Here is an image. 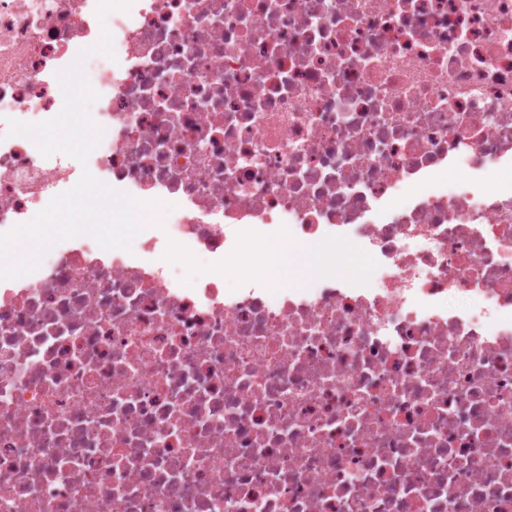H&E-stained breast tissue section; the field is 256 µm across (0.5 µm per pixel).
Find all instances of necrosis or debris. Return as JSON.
<instances>
[{"label":"necrosis or debris","instance_id":"obj_1","mask_svg":"<svg viewBox=\"0 0 512 512\" xmlns=\"http://www.w3.org/2000/svg\"><path fill=\"white\" fill-rule=\"evenodd\" d=\"M104 30L87 165L163 208L0 281V512H512V0H0V233ZM373 263L374 258L371 254L344 252L336 260V275L360 280L370 274Z\"/></svg>","mask_w":512,"mask_h":512}]
</instances>
